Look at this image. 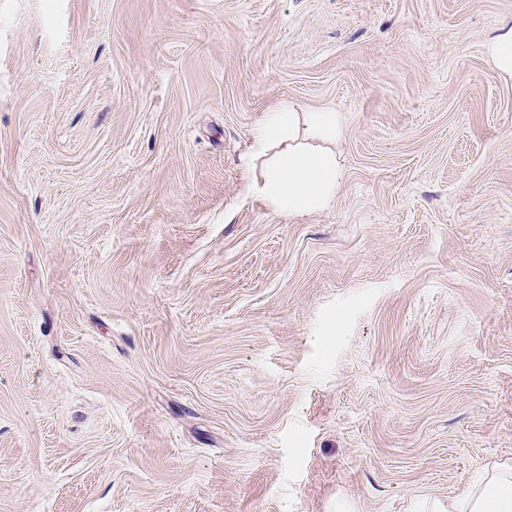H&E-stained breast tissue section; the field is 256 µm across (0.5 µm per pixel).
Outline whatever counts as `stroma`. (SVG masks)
I'll use <instances>...</instances> for the list:
<instances>
[{
  "label": "stroma",
  "instance_id": "1",
  "mask_svg": "<svg viewBox=\"0 0 512 512\" xmlns=\"http://www.w3.org/2000/svg\"><path fill=\"white\" fill-rule=\"evenodd\" d=\"M512 0H0V512H411L512 462ZM292 101L330 210L247 191ZM487 52L499 76L512 82V24L499 28L487 44ZM344 131L343 117L333 109L308 110L291 102L274 107L253 134L252 157L266 161L249 191L281 215L330 209L342 170L336 142Z\"/></svg>",
  "mask_w": 512,
  "mask_h": 512
}]
</instances>
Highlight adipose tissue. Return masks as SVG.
Returning <instances> with one entry per match:
<instances>
[{"label": "adipose tissue", "mask_w": 512, "mask_h": 512, "mask_svg": "<svg viewBox=\"0 0 512 512\" xmlns=\"http://www.w3.org/2000/svg\"><path fill=\"white\" fill-rule=\"evenodd\" d=\"M344 131L335 110H308L290 102L274 107L253 134L251 154L264 165L250 191L281 215L330 209L342 170L336 143ZM413 512H512V463L486 468L460 496L416 499Z\"/></svg>", "instance_id": "adipose-tissue-1"}]
</instances>
